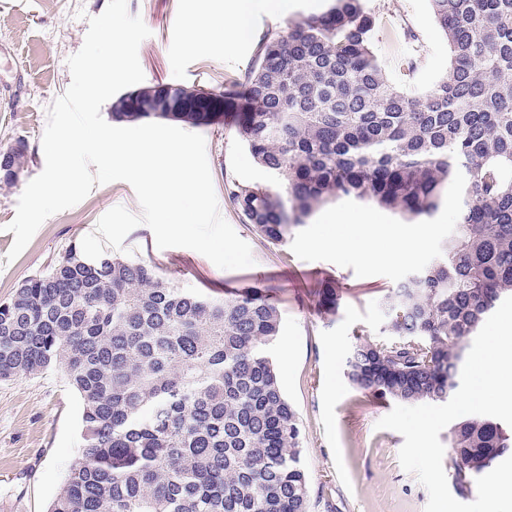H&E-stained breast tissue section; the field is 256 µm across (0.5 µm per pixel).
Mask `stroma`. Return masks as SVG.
I'll list each match as a JSON object with an SVG mask.
<instances>
[{"label":"stroma","mask_w":512,"mask_h":512,"mask_svg":"<svg viewBox=\"0 0 512 512\" xmlns=\"http://www.w3.org/2000/svg\"><path fill=\"white\" fill-rule=\"evenodd\" d=\"M225 0H127L151 32L139 46L145 84L196 86L215 91L238 84L252 64L257 42L268 31H285L286 18L257 15L250 38L225 46L210 33L208 49L185 48L188 19L208 13L221 19ZM108 0H0V145L22 139L29 162L19 181L0 187V301L24 279L48 267L67 246L94 232L100 217L121 205L141 208L124 181L94 186L74 207L49 217L24 251L7 260L17 201L44 166L42 136L47 110L71 82L68 58L84 42L90 17ZM376 19L375 51L389 80L412 92L434 82L447 68L448 43L434 21L429 0H365ZM222 217L249 244L255 263L223 270L187 248H158L152 230L135 227L123 246L130 258L155 267L176 287L216 297L240 284L270 287L280 309V335L269 350L281 387L302 431L303 463L309 477L310 512H424L426 489L404 471V442L375 424L395 406L353 387L345 358L359 341L382 338L379 299L427 265L457 222V206H441L429 221L422 249L402 263H366L341 248L322 245L324 236L345 233L328 224L337 212H369L379 223L400 219L370 202L339 200L319 208L273 244L245 224L224 190L226 180L276 186V177L240 143L232 121L200 128ZM333 281L341 290L335 315H321L315 291ZM82 401L62 371L0 382V512H46L81 455Z\"/></svg>","instance_id":"1"}]
</instances>
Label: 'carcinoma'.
<instances>
[{
  "label": "carcinoma",
  "instance_id": "carcinoma-1",
  "mask_svg": "<svg viewBox=\"0 0 512 512\" xmlns=\"http://www.w3.org/2000/svg\"><path fill=\"white\" fill-rule=\"evenodd\" d=\"M450 63L425 90L387 78L363 0H330L257 44L245 98L224 110L276 191L229 180L255 232L281 243L321 205L373 202L407 221L448 196L459 217L438 254L379 301L383 342L355 344L356 388L407 404L446 402L471 342L512 296V0H430ZM210 95L148 86L112 120L207 126ZM171 111L165 112L163 108ZM24 141L0 146V184L24 170ZM336 313V285L317 290ZM281 314L269 289L215 298L153 266L69 245L0 302V381L63 371L83 403L82 451L47 512H309L301 429L268 348ZM512 456V429L465 416L448 430L455 490Z\"/></svg>",
  "mask_w": 512,
  "mask_h": 512
}]
</instances>
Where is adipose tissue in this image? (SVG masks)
<instances>
[{"instance_id": "obj_1", "label": "adipose tissue", "mask_w": 512, "mask_h": 512, "mask_svg": "<svg viewBox=\"0 0 512 512\" xmlns=\"http://www.w3.org/2000/svg\"><path fill=\"white\" fill-rule=\"evenodd\" d=\"M289 0H228L224 7V42L231 45L247 39L251 33V19L255 13L287 14ZM332 223L351 225L347 236H329L324 245L349 249L366 262L378 259L403 261L421 248L429 235L424 224L391 227L377 223L368 213L332 216Z\"/></svg>"}]
</instances>
